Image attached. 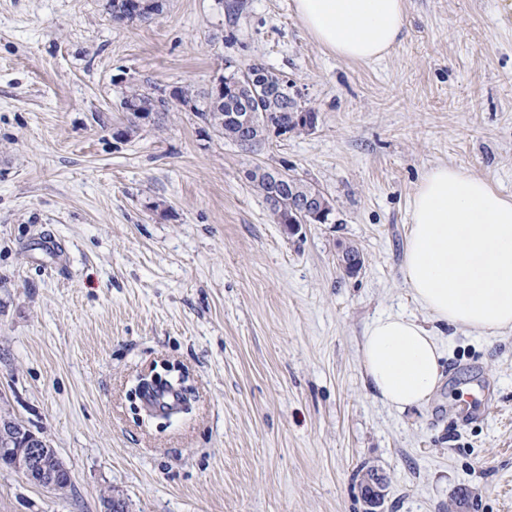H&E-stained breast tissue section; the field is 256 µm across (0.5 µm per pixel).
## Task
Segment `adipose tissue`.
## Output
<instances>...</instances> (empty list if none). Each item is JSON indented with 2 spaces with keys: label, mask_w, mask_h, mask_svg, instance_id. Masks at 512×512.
<instances>
[{
  "label": "adipose tissue",
  "mask_w": 512,
  "mask_h": 512,
  "mask_svg": "<svg viewBox=\"0 0 512 512\" xmlns=\"http://www.w3.org/2000/svg\"><path fill=\"white\" fill-rule=\"evenodd\" d=\"M406 0H293L306 32L337 57L370 61L401 38ZM403 268L415 303L433 320L389 312L366 328L361 368L390 409L427 404L440 388L437 326L480 336L512 331V198L448 165L421 176Z\"/></svg>",
  "instance_id": "obj_1"
}]
</instances>
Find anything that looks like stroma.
I'll return each mask as SVG.
<instances>
[{"label": "stroma", "mask_w": 512, "mask_h": 512, "mask_svg": "<svg viewBox=\"0 0 512 512\" xmlns=\"http://www.w3.org/2000/svg\"><path fill=\"white\" fill-rule=\"evenodd\" d=\"M0 0V419L54 448L56 491L0 467V512H512V332H439L443 384L400 413L369 389L365 327L420 315L403 254L438 164L512 197V0H406L382 59L344 60L292 0ZM260 62L313 130L243 152L190 107L119 138L129 87L203 90ZM287 168L333 221L286 233L245 173ZM364 258L348 274L337 258ZM182 366L175 419L139 413L149 368ZM138 1V0H135ZM133 0H104V8L116 23L134 24L142 22L152 15L154 11H160V5L138 8Z\"/></svg>", "instance_id": "1"}]
</instances>
